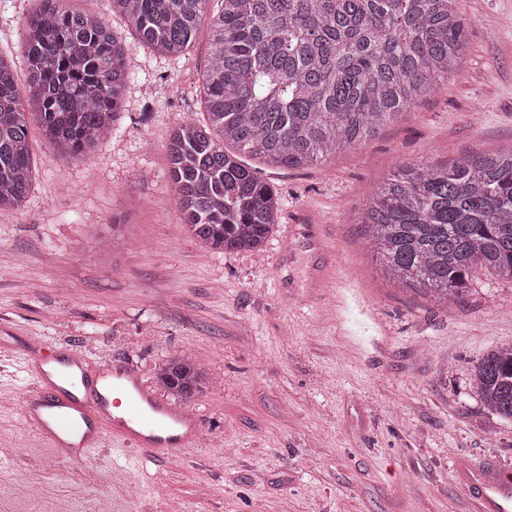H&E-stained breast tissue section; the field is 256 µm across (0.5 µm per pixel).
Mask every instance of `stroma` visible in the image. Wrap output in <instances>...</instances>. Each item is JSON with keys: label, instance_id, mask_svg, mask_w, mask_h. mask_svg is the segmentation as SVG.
Wrapping results in <instances>:
<instances>
[{"label": "stroma", "instance_id": "1", "mask_svg": "<svg viewBox=\"0 0 512 512\" xmlns=\"http://www.w3.org/2000/svg\"><path fill=\"white\" fill-rule=\"evenodd\" d=\"M39 6L0 0V52L19 53ZM69 6L103 16L133 76L91 159L32 128V188L0 212V442L18 450L0 464V506L87 512L110 490L118 512H155L163 499L182 512H470L457 461L512 473V420L470 386L474 364L512 344V278L478 271L443 308L388 279L360 218L399 164L512 149V0H464L462 73L403 120L322 164L258 166L281 196L279 222L263 250L222 254L183 227L165 149L177 124L204 115L207 27L170 58L141 46L109 0ZM306 224L325 225V249ZM328 258L339 284L310 287ZM28 344L127 361L149 385L164 360L192 356L214 380L188 402L198 445L171 458L62 459L22 421Z\"/></svg>", "mask_w": 512, "mask_h": 512}]
</instances>
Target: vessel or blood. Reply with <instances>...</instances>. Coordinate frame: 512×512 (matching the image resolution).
Instances as JSON below:
<instances>
[{"label":"vessel or blood","mask_w":512,"mask_h":512,"mask_svg":"<svg viewBox=\"0 0 512 512\" xmlns=\"http://www.w3.org/2000/svg\"><path fill=\"white\" fill-rule=\"evenodd\" d=\"M22 369L31 382L22 417L66 458L84 459L109 440L158 457L196 442L195 415L151 394L129 365L94 368L76 351L40 349L27 352ZM452 475L472 512H512V478L470 460L456 463Z\"/></svg>","instance_id":"obj_1"}]
</instances>
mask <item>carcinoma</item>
I'll return each mask as SVG.
<instances>
[{
    "instance_id": "obj_1",
    "label": "carcinoma",
    "mask_w": 512,
    "mask_h": 512,
    "mask_svg": "<svg viewBox=\"0 0 512 512\" xmlns=\"http://www.w3.org/2000/svg\"><path fill=\"white\" fill-rule=\"evenodd\" d=\"M42 0L23 43L28 97L0 55V211L17 210L34 178L29 126L65 154L91 155L112 135L128 52L98 14ZM110 0L139 42L182 55L210 31L205 121L171 131L166 152L182 224L214 252L260 249L278 223L273 187L249 154L300 169L360 145L458 76L467 50L462 0ZM361 224L386 272L445 308L479 268L512 277V150L464 154L451 164L398 165L379 180ZM180 400L207 387L189 356L156 373ZM472 387L512 419V345L489 352Z\"/></svg>"
}]
</instances>
